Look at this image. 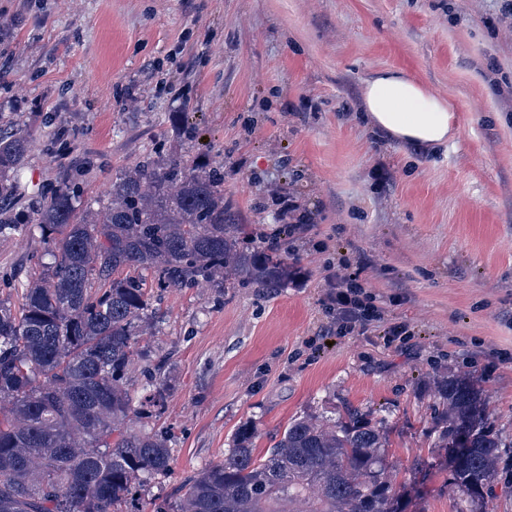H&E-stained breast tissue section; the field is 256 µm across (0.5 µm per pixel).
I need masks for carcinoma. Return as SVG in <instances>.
I'll return each instance as SVG.
<instances>
[{"label": "carcinoma", "instance_id": "carcinoma-1", "mask_svg": "<svg viewBox=\"0 0 512 512\" xmlns=\"http://www.w3.org/2000/svg\"><path fill=\"white\" fill-rule=\"evenodd\" d=\"M33 150L25 126L0 131V237L42 228L52 262L32 277L14 309L0 299V512H142L146 487L171 471L168 431L128 426L137 414L128 380L149 351L154 322L146 280L216 294L283 288L296 231L270 234L239 223L224 203V161L147 158L112 180L106 202L81 209L64 174L33 212L11 204ZM144 404L163 408L159 377ZM439 398L433 447L448 462L457 512H486L505 448L490 403L466 373L433 381ZM241 427L224 460L184 480L156 512H402L388 462L384 420L351 406L345 416L288 422L256 455Z\"/></svg>", "mask_w": 512, "mask_h": 512}]
</instances>
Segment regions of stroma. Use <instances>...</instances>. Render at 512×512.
Masks as SVG:
<instances>
[{
  "label": "stroma",
  "mask_w": 512,
  "mask_h": 512,
  "mask_svg": "<svg viewBox=\"0 0 512 512\" xmlns=\"http://www.w3.org/2000/svg\"><path fill=\"white\" fill-rule=\"evenodd\" d=\"M0 18V127L28 125L37 142L18 209L66 170L86 203L144 157L220 154L240 223L309 226L286 287L162 291L141 342L164 363L169 394L151 420L170 429L173 463L145 512L222 460L241 425L262 451L290 420L346 404L385 419L403 512H456L431 447L433 373H471L512 437V25L500 0H0ZM385 69L454 103L447 145L419 152L369 127L361 86ZM42 253L36 224L0 240L12 303ZM339 269L381 313L366 332L336 322Z\"/></svg>",
  "instance_id": "stroma-1"
}]
</instances>
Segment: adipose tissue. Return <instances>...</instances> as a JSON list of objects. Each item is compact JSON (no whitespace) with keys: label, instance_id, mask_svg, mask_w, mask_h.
I'll list each match as a JSON object with an SVG mask.
<instances>
[{"label":"adipose tissue","instance_id":"1","mask_svg":"<svg viewBox=\"0 0 512 512\" xmlns=\"http://www.w3.org/2000/svg\"><path fill=\"white\" fill-rule=\"evenodd\" d=\"M361 105L372 126L403 144L434 150L457 131L449 98L429 91L402 70H382L365 80Z\"/></svg>","mask_w":512,"mask_h":512}]
</instances>
